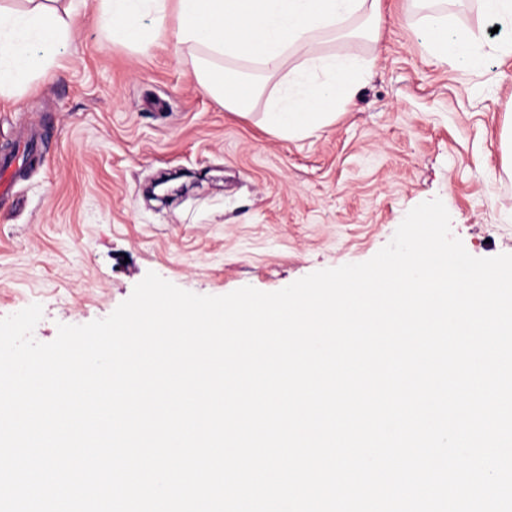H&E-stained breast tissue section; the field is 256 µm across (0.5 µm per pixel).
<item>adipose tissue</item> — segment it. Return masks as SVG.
<instances>
[{
    "mask_svg": "<svg viewBox=\"0 0 512 512\" xmlns=\"http://www.w3.org/2000/svg\"><path fill=\"white\" fill-rule=\"evenodd\" d=\"M28 2L22 11L0 6V98H19L55 68L59 49L73 33V8L61 12L46 0ZM479 3L485 23L477 28L455 25L444 9L419 20V38L438 62L480 69L488 52L512 55V0ZM99 7L112 22L114 39L128 45L143 42L142 16L160 21L175 10V40L196 52L194 79L225 111H247L255 79L279 77L281 90L268 116L288 137L335 120L373 65L353 53L318 54L317 44L326 37L352 40L358 21L373 36L380 23V0H100ZM490 25L498 29L493 41ZM219 58L225 62L220 70L214 66Z\"/></svg>",
    "mask_w": 512,
    "mask_h": 512,
    "instance_id": "obj_1",
    "label": "adipose tissue"
}]
</instances>
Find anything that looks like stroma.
I'll return each mask as SVG.
<instances>
[{"label":"stroma","mask_w":512,"mask_h":512,"mask_svg":"<svg viewBox=\"0 0 512 512\" xmlns=\"http://www.w3.org/2000/svg\"><path fill=\"white\" fill-rule=\"evenodd\" d=\"M416 0H382L377 39L320 53L370 59L346 112L300 137L271 130L269 81L243 114L203 94L189 51L153 17L141 52L83 0L53 77L0 99V153L38 138L42 159L0 202V317L40 304L33 336L109 316L147 272L199 295L275 292L371 259L406 214L440 199L477 258L512 254V172L500 134L512 57L468 71L437 64L412 26ZM190 176L161 202L162 175Z\"/></svg>","instance_id":"35a3bbf8"}]
</instances>
